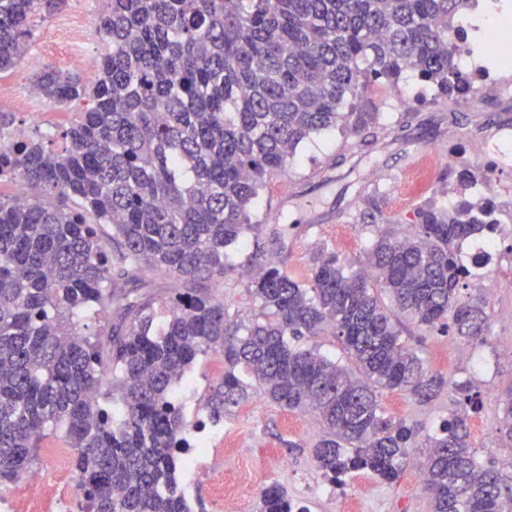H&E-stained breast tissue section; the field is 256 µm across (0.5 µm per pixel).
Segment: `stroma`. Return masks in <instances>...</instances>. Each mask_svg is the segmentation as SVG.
I'll use <instances>...</instances> for the list:
<instances>
[{
    "label": "stroma",
    "mask_w": 512,
    "mask_h": 512,
    "mask_svg": "<svg viewBox=\"0 0 512 512\" xmlns=\"http://www.w3.org/2000/svg\"><path fill=\"white\" fill-rule=\"evenodd\" d=\"M97 0H67L61 15L40 22L33 31L30 50L45 63L64 70L62 58L50 46V37L61 16L81 12L96 16ZM34 73L18 65L1 82L13 88L14 97L0 99V110L13 113L15 127L30 132L27 113H41V130L62 131L75 117L71 107L50 104L32 89ZM406 125V137L394 140L393 131ZM512 128V95L467 94L454 101L435 99L425 93L412 111L382 112L377 137L360 146L353 135L331 128L301 144L287 175L269 180L261 189L251 220L259 224L258 235L247 236L225 250L231 267L215 284L231 315H250L256 303L247 291L241 270L257 264L275 263L299 280H307L315 258L333 252L351 269L363 266L375 228L397 235L411 233L413 212L424 200L444 206L453 192L447 170L435 166L426 184L408 203L398 198L399 176L405 150L423 148L435 153L457 148V166L471 163L472 136H496ZM502 247L490 263L500 286L485 295L487 327L485 344L462 340L454 332L412 328L411 338L432 371L449 381L432 401L418 404L406 392L382 391L378 399L384 409L414 424L419 438H426L437 424L455 410L457 384L470 382L483 400L480 412L470 419L471 439L482 461L504 472L512 471V442L502 434L503 414L499 400L512 386V361L499 356L502 344L512 342V222L500 226ZM224 373V360L211 353L200 357L192 368L193 384L182 395L187 417L205 416V403L212 386ZM227 451H215L207 461L208 477L187 473L183 486L189 498L210 500L211 484L246 473V487L236 512H257L263 490L279 484L293 502L308 512H350L351 501L364 503L365 512H430V500L417 477L418 461L425 451L413 449V462L401 479L388 484L368 472L347 476L344 485L330 483L317 467L313 446L318 426L312 416L291 411L254 396L225 413L223 419ZM37 470L52 476L71 503L82 512L84 501L79 475L71 455H38Z\"/></svg>",
    "instance_id": "1"
}]
</instances>
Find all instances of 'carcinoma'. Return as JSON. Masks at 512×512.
Segmentation results:
<instances>
[{
  "mask_svg": "<svg viewBox=\"0 0 512 512\" xmlns=\"http://www.w3.org/2000/svg\"><path fill=\"white\" fill-rule=\"evenodd\" d=\"M469 2L106 0L96 79L49 64L35 73L39 95L82 109L59 134L20 135L0 110V177L41 189L0 196V488L30 474L34 449L58 433L87 512H205L182 485L190 428L173 391L209 353L224 356L210 422L258 393L313 414V456L333 482L401 477L417 431L385 413L377 392L425 403L447 381L403 339L397 315L486 341L484 298H459L488 262L465 264L460 245L499 232L492 205L466 195L481 176L451 171L454 201L418 206L410 237L378 234L365 270L347 271L333 252L305 283L261 266L248 283L259 313L245 320L214 284L228 271L224 248L259 231V190L288 172L302 142L378 124L369 84L396 87L411 73L440 96L469 89L455 57L483 49L456 26ZM65 3L0 0V75ZM147 270L179 288L163 298L126 289ZM115 300L118 324L85 333ZM328 334L354 368L306 345ZM456 389V409L423 444L431 512H512V476L484 465L470 441L482 401ZM258 512L307 509L272 485Z\"/></svg>",
  "mask_w": 512,
  "mask_h": 512,
  "instance_id": "1",
  "label": "carcinoma"
}]
</instances>
